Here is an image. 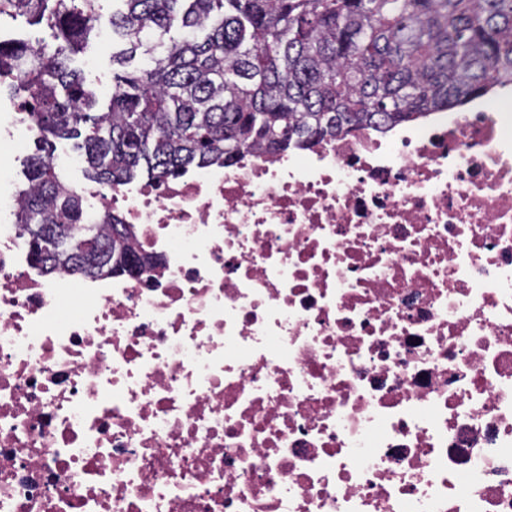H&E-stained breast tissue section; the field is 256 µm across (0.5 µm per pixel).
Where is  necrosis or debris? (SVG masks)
Instances as JSON below:
<instances>
[{
  "label": "necrosis or debris",
  "mask_w": 512,
  "mask_h": 512,
  "mask_svg": "<svg viewBox=\"0 0 512 512\" xmlns=\"http://www.w3.org/2000/svg\"><path fill=\"white\" fill-rule=\"evenodd\" d=\"M142 277L0 224V512H512V100L100 187Z\"/></svg>",
  "instance_id": "4bbe7bcc"
}]
</instances>
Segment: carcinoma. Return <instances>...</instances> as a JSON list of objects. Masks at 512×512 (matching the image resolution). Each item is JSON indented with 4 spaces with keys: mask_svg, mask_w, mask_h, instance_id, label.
Wrapping results in <instances>:
<instances>
[{
    "mask_svg": "<svg viewBox=\"0 0 512 512\" xmlns=\"http://www.w3.org/2000/svg\"><path fill=\"white\" fill-rule=\"evenodd\" d=\"M108 24L125 49L109 111L70 66L97 33L100 0H0V16L47 21L57 47L0 41V78L31 100L33 156L15 224L45 275L153 267L132 225L88 224L56 171L55 139L83 138L91 178L165 180L244 149L286 151L342 132L387 130L512 87V0H120ZM179 36L170 35L172 29ZM19 72L26 81L15 82Z\"/></svg>",
    "mask_w": 512,
    "mask_h": 512,
    "instance_id": "obj_1",
    "label": "carcinoma"
}]
</instances>
